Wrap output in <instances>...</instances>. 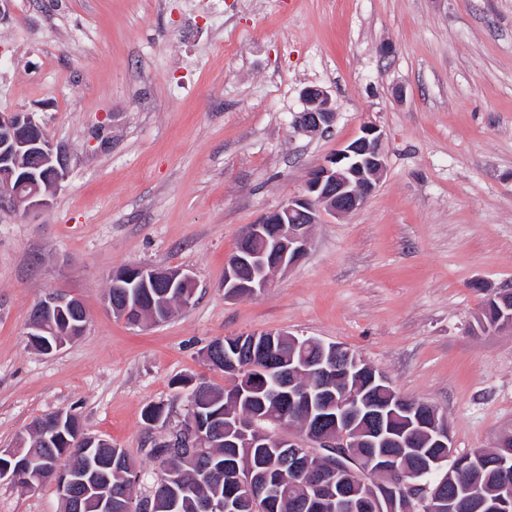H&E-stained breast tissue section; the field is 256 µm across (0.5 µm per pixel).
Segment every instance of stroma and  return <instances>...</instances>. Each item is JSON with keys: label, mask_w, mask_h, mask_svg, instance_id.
<instances>
[{"label": "stroma", "mask_w": 512, "mask_h": 512, "mask_svg": "<svg viewBox=\"0 0 512 512\" xmlns=\"http://www.w3.org/2000/svg\"><path fill=\"white\" fill-rule=\"evenodd\" d=\"M324 88L329 132L295 126ZM43 123L69 164L46 211L0 210V448L66 410L124 448L136 497L154 443L190 414L180 379L232 380L215 339L287 331L360 354L447 417L457 454L512 432V327L480 330L512 288V0H0V112ZM386 169L323 216L257 296H224L245 226L301 191L364 124ZM180 268L195 300L162 323L106 308L113 272ZM79 299L83 336L45 355L37 302ZM169 409L147 428V404ZM0 512H61L53 484L0 482Z\"/></svg>", "instance_id": "1"}]
</instances>
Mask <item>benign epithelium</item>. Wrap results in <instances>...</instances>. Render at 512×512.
Wrapping results in <instances>:
<instances>
[{"label": "benign epithelium", "instance_id": "benign-epithelium-1", "mask_svg": "<svg viewBox=\"0 0 512 512\" xmlns=\"http://www.w3.org/2000/svg\"><path fill=\"white\" fill-rule=\"evenodd\" d=\"M307 109L296 118L299 128L306 134L327 132L335 119L326 91L319 86L304 90ZM383 134L378 126L362 127L361 135L339 149L326 162L309 172L302 193L284 201L266 214L258 223L248 225L240 237L238 248L226 259L224 268V295L233 300L254 296L268 287L273 270L290 268L306 253L308 228L318 223L323 212L338 217L346 216L365 202L374 191L386 167ZM67 163L64 153L55 146L41 125L29 112H0V209L47 210L50 197L64 179ZM139 282L145 288H162L164 297L180 288H186L193 277L182 269H155L131 267L112 275V284L120 281ZM487 298L503 306L499 323L512 325V306L507 292L495 291ZM79 300L56 295L43 300L34 308L26 332L30 346L51 354L61 350L68 342L83 335L86 324L73 322ZM212 366H224L233 378L246 389L252 380L246 375L248 365H240L229 352L224 359H210ZM364 360L340 345L320 343V354L315 358H292L288 363L268 362L269 370L290 376H303L302 387L288 385V414L298 412L305 422L320 425L328 420L332 427L323 431L301 430L313 439L310 453L323 461V466L307 470L299 460L300 442L291 426L294 422L279 421V426L267 432L270 445L293 461V470L304 480L310 494L321 500L328 512H359L360 502L341 500L339 489L359 480L350 462L349 437L359 432L360 420L368 422L369 430L363 442L372 448L371 471L373 481L382 488L375 501L376 512H428L435 504L448 502V512H467L470 503L482 496V491L467 483H456L451 490L443 485L430 487L415 478L406 465L413 459L428 469H442L449 465L465 472L480 465L479 456L455 453L446 419L438 418L437 411L411 402L399 394L387 378L371 370L369 385H383L390 395L388 402L374 401L371 391L351 384V375ZM397 412L413 417V422L402 429L392 428L387 415ZM73 436L70 447L82 455L104 447L105 439L91 435L81 427L73 429L66 421L65 412L51 414L44 425V438ZM181 436L187 444L200 449L209 443L207 426L192 410ZM496 447L505 449L495 466L498 483L495 497L486 500L492 512H512V451L505 437ZM23 444L13 448H0V480L17 484L32 468L31 459L22 456ZM435 448H446L448 453L436 455ZM47 480L55 484L61 500L70 509H80L86 495V486L75 477L71 466L53 468ZM257 500L267 506L278 501L281 486L277 483L258 487Z\"/></svg>", "mask_w": 512, "mask_h": 512}]
</instances>
